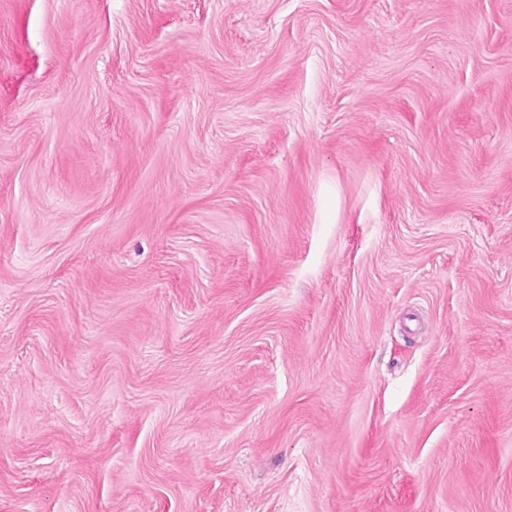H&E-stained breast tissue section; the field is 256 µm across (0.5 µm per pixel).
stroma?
Masks as SVG:
<instances>
[{
    "instance_id": "35a3bbf8",
    "label": "stroma",
    "mask_w": 512,
    "mask_h": 512,
    "mask_svg": "<svg viewBox=\"0 0 512 512\" xmlns=\"http://www.w3.org/2000/svg\"><path fill=\"white\" fill-rule=\"evenodd\" d=\"M0 512H512V0H0Z\"/></svg>"
}]
</instances>
